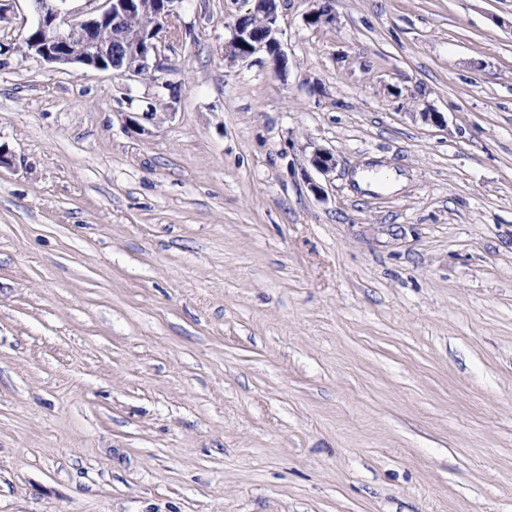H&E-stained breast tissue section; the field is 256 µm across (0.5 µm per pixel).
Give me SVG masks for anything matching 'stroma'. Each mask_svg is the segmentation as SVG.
<instances>
[{"label":"stroma","instance_id":"obj_1","mask_svg":"<svg viewBox=\"0 0 512 512\" xmlns=\"http://www.w3.org/2000/svg\"><path fill=\"white\" fill-rule=\"evenodd\" d=\"M248 8L173 104L0 0V512H512V0H282L281 70ZM255 6L252 12L262 14L264 27L262 34H255L254 31L261 32L263 22L259 16H246L243 23L253 30H248L241 23L242 15H239L232 28V35L224 47V56L231 60L246 62L257 55L267 54L275 58L278 62L280 70L284 64V55L281 51V44L277 37L279 34L278 14L276 12L277 0H252ZM248 11V12H249ZM248 45V48H245Z\"/></svg>","mask_w":512,"mask_h":512}]
</instances>
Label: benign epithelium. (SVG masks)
Listing matches in <instances>:
<instances>
[{
  "mask_svg": "<svg viewBox=\"0 0 512 512\" xmlns=\"http://www.w3.org/2000/svg\"><path fill=\"white\" fill-rule=\"evenodd\" d=\"M32 2L36 21L25 33V57L39 63L118 70L130 77H139L148 70H164L161 32L163 23L174 15L176 0H102L93 9V16L82 20L73 19L64 9L66 0ZM143 11L152 12L159 22L147 30L129 29V18ZM253 11L262 14L263 33H254L241 23V18H236L224 55L246 62L267 54L284 64L276 0H255ZM310 162L322 174L336 166L334 155L323 148L314 149Z\"/></svg>",
  "mask_w": 512,
  "mask_h": 512,
  "instance_id": "obj_1",
  "label": "benign epithelium"
}]
</instances>
